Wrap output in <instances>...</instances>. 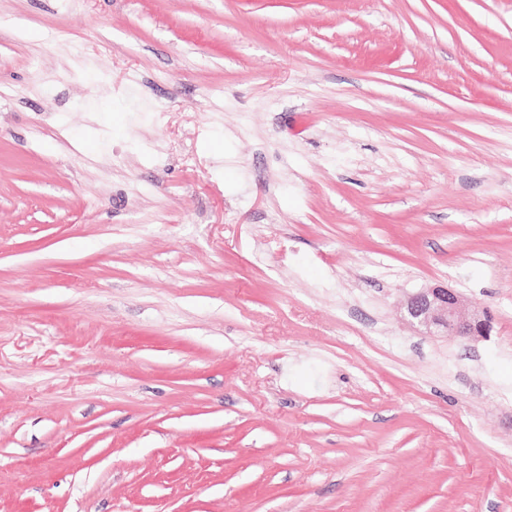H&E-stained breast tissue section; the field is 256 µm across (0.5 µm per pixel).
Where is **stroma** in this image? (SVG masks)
Here are the masks:
<instances>
[{"mask_svg": "<svg viewBox=\"0 0 512 512\" xmlns=\"http://www.w3.org/2000/svg\"><path fill=\"white\" fill-rule=\"evenodd\" d=\"M0 512H512V0H0ZM403 316L410 325L429 335L470 340L489 336L494 320L489 310L470 308L459 293L444 286L426 288L409 296Z\"/></svg>", "mask_w": 512, "mask_h": 512, "instance_id": "stroma-1", "label": "stroma"}]
</instances>
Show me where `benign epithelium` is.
<instances>
[{"label": "benign epithelium", "instance_id": "benign-epithelium-1", "mask_svg": "<svg viewBox=\"0 0 512 512\" xmlns=\"http://www.w3.org/2000/svg\"><path fill=\"white\" fill-rule=\"evenodd\" d=\"M404 319L429 335L458 336L476 340L490 335L493 315L469 307L463 297L444 286L426 288L408 297Z\"/></svg>", "mask_w": 512, "mask_h": 512}]
</instances>
